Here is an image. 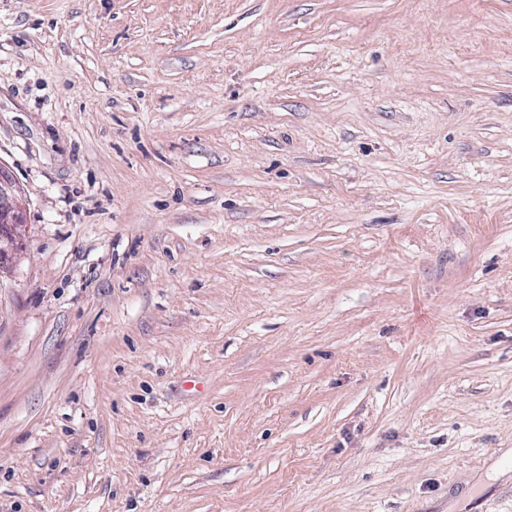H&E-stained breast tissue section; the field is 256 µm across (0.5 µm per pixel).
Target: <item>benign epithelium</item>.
<instances>
[{"mask_svg": "<svg viewBox=\"0 0 512 512\" xmlns=\"http://www.w3.org/2000/svg\"><path fill=\"white\" fill-rule=\"evenodd\" d=\"M25 204L21 191L0 171V274L22 252L26 238Z\"/></svg>", "mask_w": 512, "mask_h": 512, "instance_id": "benign-epithelium-1", "label": "benign epithelium"}]
</instances>
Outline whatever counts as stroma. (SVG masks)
Masks as SVG:
<instances>
[{
    "mask_svg": "<svg viewBox=\"0 0 512 512\" xmlns=\"http://www.w3.org/2000/svg\"><path fill=\"white\" fill-rule=\"evenodd\" d=\"M0 512H512V0H0ZM25 204L21 191L0 171V274L22 252L26 238Z\"/></svg>",
    "mask_w": 512,
    "mask_h": 512,
    "instance_id": "35a3bbf8",
    "label": "stroma"
}]
</instances>
